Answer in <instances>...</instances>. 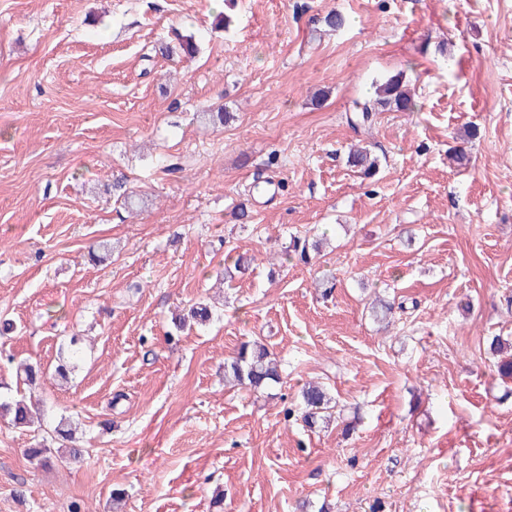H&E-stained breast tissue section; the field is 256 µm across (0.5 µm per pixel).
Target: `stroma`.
Listing matches in <instances>:
<instances>
[{"mask_svg":"<svg viewBox=\"0 0 512 512\" xmlns=\"http://www.w3.org/2000/svg\"><path fill=\"white\" fill-rule=\"evenodd\" d=\"M223 11L226 31L209 0H0V384L21 360L50 373L42 426L0 420V512H512V378L487 350L512 340V0ZM177 31L194 59L160 54ZM399 71L414 108L353 127ZM358 144L373 177L346 164ZM119 175L136 209L105 195ZM318 238L316 264L291 253ZM242 253L251 271L219 286ZM199 301L213 321L176 332ZM250 339L281 364L258 393L224 380ZM309 381L337 411L313 432L285 415ZM61 421L82 462L29 461Z\"/></svg>","mask_w":512,"mask_h":512,"instance_id":"stroma-1","label":"stroma"}]
</instances>
